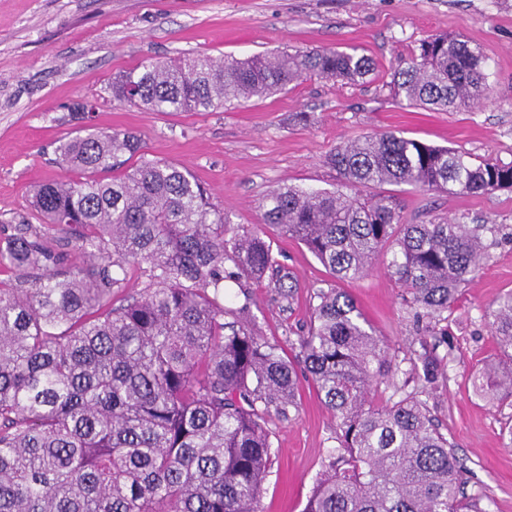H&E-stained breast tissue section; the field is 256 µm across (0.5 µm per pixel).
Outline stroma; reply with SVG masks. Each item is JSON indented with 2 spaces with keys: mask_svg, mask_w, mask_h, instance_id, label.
I'll use <instances>...</instances> for the list:
<instances>
[{
  "mask_svg": "<svg viewBox=\"0 0 512 512\" xmlns=\"http://www.w3.org/2000/svg\"><path fill=\"white\" fill-rule=\"evenodd\" d=\"M459 36L483 53L490 93L470 111L431 112L399 103L390 82L400 60L432 36ZM335 48L374 60L366 80L305 78L284 92L220 112H148L113 101V75L180 54L245 58L274 49ZM94 99L100 132L132 131L149 159L190 172L232 224L261 223L270 191L284 185L334 189L326 162L341 142L391 131L475 158L512 162V0H0V238L29 215L39 183L72 179L54 160L57 142L75 134L68 107ZM406 223L448 218L512 226V189L484 195L389 186ZM280 264L296 279L291 297L269 280H227L225 303L248 316L284 356L299 360L317 292L342 287L399 357L417 358L422 341L383 265L337 283L299 241L266 230ZM512 291V242L484 259L448 316V384L432 404L463 463L468 512H512V444L503 425L512 406L478 395L476 372L497 360L487 314ZM298 406L269 418L272 466L261 512H302L336 453V422L306 371Z\"/></svg>",
  "mask_w": 512,
  "mask_h": 512,
  "instance_id": "stroma-1",
  "label": "stroma"
}]
</instances>
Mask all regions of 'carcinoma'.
<instances>
[{
    "instance_id": "carcinoma-1",
    "label": "carcinoma",
    "mask_w": 512,
    "mask_h": 512,
    "mask_svg": "<svg viewBox=\"0 0 512 512\" xmlns=\"http://www.w3.org/2000/svg\"><path fill=\"white\" fill-rule=\"evenodd\" d=\"M374 61L356 52L286 49L246 59L183 55L112 77V100L150 112H216L263 98L303 77L357 82ZM481 52L453 35L420 44L393 71L396 98L422 109H471L488 94ZM95 104L78 100L84 131L59 141L56 162L76 180L35 185L33 219L0 239V512H259L272 462L267 418L297 407L294 364L224 304V281L270 279L295 287L263 226L299 240L342 280L385 265L403 300L448 343V309L506 224L434 219L405 224L390 195L411 186L480 195L512 188V162L391 132L337 146L333 190L285 185L267 196L264 224L230 226L205 187L178 165L140 155L134 132L90 128ZM138 163L126 167L128 160ZM114 172L110 178L104 174ZM54 227L82 261L55 247ZM128 264L148 284L112 305ZM298 345L308 375L336 419L341 453L302 512H463L461 466L429 399L447 379L436 356L384 406L372 391L402 370L354 299L319 291ZM489 324L499 360L476 389L512 399V292Z\"/></svg>"
}]
</instances>
